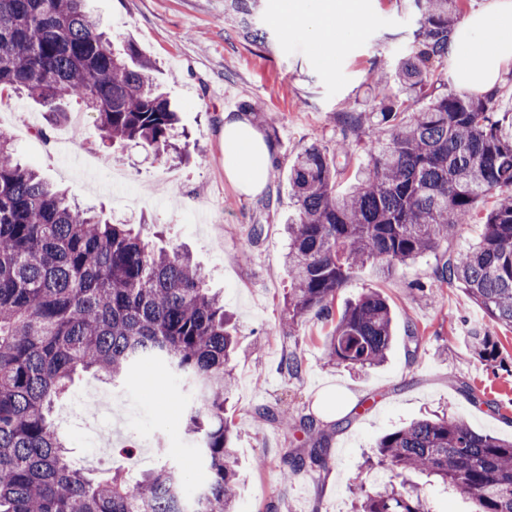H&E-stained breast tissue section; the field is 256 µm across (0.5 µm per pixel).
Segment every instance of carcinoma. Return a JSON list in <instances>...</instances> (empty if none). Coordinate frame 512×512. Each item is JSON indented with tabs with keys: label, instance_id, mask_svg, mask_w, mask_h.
<instances>
[{
	"label": "carcinoma",
	"instance_id": "cac0c4a2",
	"mask_svg": "<svg viewBox=\"0 0 512 512\" xmlns=\"http://www.w3.org/2000/svg\"><path fill=\"white\" fill-rule=\"evenodd\" d=\"M253 2L231 0L230 18L257 43L263 38L247 22ZM460 3L412 0L418 28L398 66V96L344 118L338 154L365 124L377 132L346 192L336 193L334 156L315 144L299 149L288 173L297 206L286 227L288 323L309 313L332 323L329 364L376 366L391 346V310L380 294L334 317L336 294L368 263L389 268L439 252L436 280L462 289L512 330V135L495 118V97L447 89L443 70ZM153 70L133 42L112 47L89 0H0V95L24 92L55 121L74 102L96 115L104 140L141 144L160 157L187 153L190 142L175 143L178 116ZM489 195L495 201L480 240L440 252L448 230ZM468 340L479 359H497L498 344L484 331L470 329ZM236 350L224 297L187 254L71 203L17 163L13 139L0 131V512H235L234 424L224 402L235 386ZM149 362L198 390L185 433L211 480L192 502L182 494L186 469L166 456L133 484L123 470L100 477L71 462L55 427V403L76 375L118 382ZM280 423L311 440L283 470L286 483L327 449L312 419L285 411ZM375 457L391 470L435 477L470 512H512V441L459 418L398 427L376 442ZM357 490L359 512H432L407 482Z\"/></svg>",
	"mask_w": 512,
	"mask_h": 512
}]
</instances>
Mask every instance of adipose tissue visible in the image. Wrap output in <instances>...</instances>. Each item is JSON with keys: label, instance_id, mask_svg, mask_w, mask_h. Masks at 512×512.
<instances>
[{"label": "adipose tissue", "instance_id": "adipose-tissue-1", "mask_svg": "<svg viewBox=\"0 0 512 512\" xmlns=\"http://www.w3.org/2000/svg\"><path fill=\"white\" fill-rule=\"evenodd\" d=\"M279 20L311 41L322 63L352 29L364 24L357 0H314L308 9L301 0H282ZM448 56L459 64L462 91L494 93L504 68L512 64V0H490L484 10L461 23L448 45ZM223 139L225 175L241 192L259 193L272 164V151L263 134L245 114L228 113Z\"/></svg>", "mask_w": 512, "mask_h": 512}]
</instances>
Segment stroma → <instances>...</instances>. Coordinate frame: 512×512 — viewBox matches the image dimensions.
<instances>
[{"label": "stroma", "instance_id": "obj_1", "mask_svg": "<svg viewBox=\"0 0 512 512\" xmlns=\"http://www.w3.org/2000/svg\"><path fill=\"white\" fill-rule=\"evenodd\" d=\"M225 2L91 0L114 47L133 41L154 61V82L168 92L178 127L190 136L188 158L102 142L89 112L78 126L50 123L24 96L0 98V128L27 121L29 131L14 141L23 165L110 223L137 225L156 246L189 250L208 286L223 292L239 342L227 404L237 430L238 512H352L356 484H372L377 471L369 462L376 440L396 425L446 410L476 432L512 439V330L484 317L460 288L438 282L431 254L386 273L357 268L336 297L339 308L371 290L387 299L394 340L382 365H327L323 343L332 326L315 315L289 327L283 223L296 206L288 171L304 145L335 150L345 113L370 110L379 95L396 93V80L379 93L374 78L408 55L418 16L409 0H358L366 27L323 64L311 42L276 23L281 0H258L249 18L267 34L261 44L225 20ZM247 101L268 114L262 132L274 155L268 182L254 196L226 178L221 142L225 113ZM473 325L496 340V361L470 353ZM291 355L300 363L294 376L283 367ZM158 382L174 384L154 366L117 386L89 375L76 380L57 407L71 460L82 465L89 454L81 424L96 407L88 395L107 392L123 417L112 442L116 457L141 454L146 470L164 448L172 461L190 464L183 429L196 392L162 402L152 391ZM285 411L315 419L328 448L325 466L306 465L287 482L284 460L300 447L279 423Z\"/></svg>", "mask_w": 512, "mask_h": 512}]
</instances>
